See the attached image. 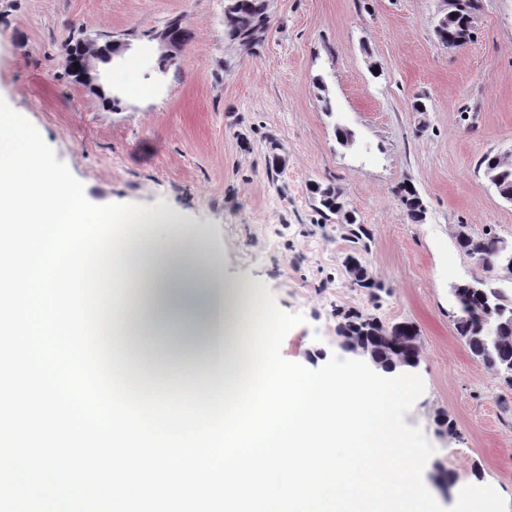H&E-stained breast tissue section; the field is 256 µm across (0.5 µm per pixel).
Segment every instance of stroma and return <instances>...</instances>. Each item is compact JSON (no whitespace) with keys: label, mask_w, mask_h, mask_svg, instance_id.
I'll list each match as a JSON object with an SVG mask.
<instances>
[{"label":"stroma","mask_w":512,"mask_h":512,"mask_svg":"<svg viewBox=\"0 0 512 512\" xmlns=\"http://www.w3.org/2000/svg\"><path fill=\"white\" fill-rule=\"evenodd\" d=\"M265 3L268 28L245 45L224 26L229 0H0V99L37 128L91 203L165 201L156 244L172 224L202 228L225 283L269 289L281 310L302 313L285 359L315 370L347 357L340 307L413 323L425 391L404 420L436 449L427 490L448 510L475 475L512 503V388L471 357L452 295L485 275L457 248L458 226L474 236L490 227L512 244V203L479 167L512 153V0H482L472 41L452 51L435 35L441 0ZM174 17L185 40L162 72L159 35ZM103 36L120 52L82 81L66 46ZM130 84L144 94L128 97ZM314 183L340 189L367 227L360 261L385 285L377 297L353 285L352 244L314 211ZM406 183L426 209L417 224L400 200ZM439 412L455 426L443 437ZM438 464L444 490L432 478Z\"/></svg>","instance_id":"1"}]
</instances>
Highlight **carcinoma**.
<instances>
[{
    "label": "carcinoma",
    "mask_w": 512,
    "mask_h": 512,
    "mask_svg": "<svg viewBox=\"0 0 512 512\" xmlns=\"http://www.w3.org/2000/svg\"><path fill=\"white\" fill-rule=\"evenodd\" d=\"M481 9V0H461L456 12L448 15L445 24L436 26V35L441 44L451 43L458 48L468 44L474 33L470 29L471 20ZM224 22L231 37L240 42L249 44L260 41L268 24L264 0H236L234 6L225 12ZM479 166L488 173V179L500 197L512 202V161L496 155L486 156ZM311 193L323 221H330L334 217L345 221L343 228L352 243L358 244L369 236L364 225L356 223V218L349 214L347 202L334 187L315 184ZM399 195L410 221H422L425 209L416 190L404 185ZM457 247L481 265L488 276L464 282L452 289L458 309L454 320L455 330L473 358L512 388V294L495 286V273L504 252V241L489 229L481 236L467 237L457 243ZM486 317L493 319L498 326L497 336L493 339L486 336L482 329ZM336 318L339 320L338 333L344 339L345 347L361 344L370 331L380 328L377 318L364 317L349 309H336Z\"/></svg>",
    "instance_id": "obj_1"
}]
</instances>
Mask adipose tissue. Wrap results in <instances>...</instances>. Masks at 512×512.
<instances>
[{
	"mask_svg": "<svg viewBox=\"0 0 512 512\" xmlns=\"http://www.w3.org/2000/svg\"><path fill=\"white\" fill-rule=\"evenodd\" d=\"M151 234V228H141L121 248L117 285L133 283L140 292L123 329L137 336L160 335L183 316L187 302H194L195 333L208 346L195 358L198 378L206 387L220 388L246 365L238 339L243 323L254 322L258 303L224 282L199 231L176 228L171 244L161 248L147 247Z\"/></svg>",
	"mask_w": 512,
	"mask_h": 512,
	"instance_id": "adipose-tissue-1",
	"label": "adipose tissue"
}]
</instances>
